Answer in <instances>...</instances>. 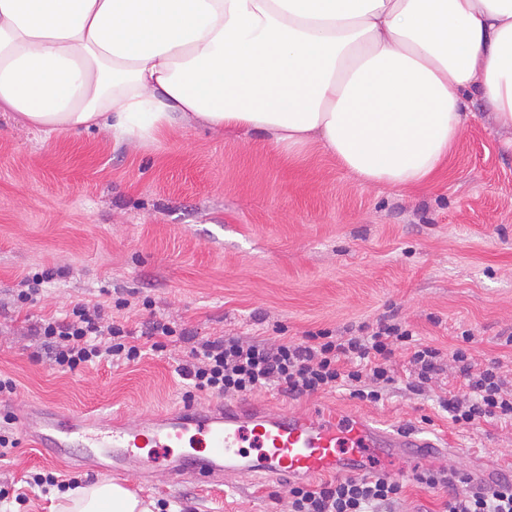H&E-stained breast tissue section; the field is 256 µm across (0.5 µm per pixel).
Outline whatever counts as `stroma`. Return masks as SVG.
<instances>
[{
	"label": "stroma",
	"mask_w": 512,
	"mask_h": 512,
	"mask_svg": "<svg viewBox=\"0 0 512 512\" xmlns=\"http://www.w3.org/2000/svg\"><path fill=\"white\" fill-rule=\"evenodd\" d=\"M461 130L445 170L417 189L364 185L319 145L283 152L259 133L180 125L145 145L107 131L45 136L0 112V375L13 394L0 415L34 402L73 413L114 410L135 420L187 399L179 347L139 364L103 362L70 372L40 355L35 328L72 303L114 304L134 330L153 317L197 337L249 334L300 338L346 334L392 315L440 347L443 368L423 389L398 381L373 404L339 389L292 397L279 388L256 397L319 414L359 413L446 442L441 460L402 458L404 489L395 512H442L445 493L415 476L450 468L474 477L495 463L512 470V423L453 426L439 399L459 380L451 354L472 331L475 361L498 360L512 389V151L482 103ZM43 269L56 277L20 306V279ZM153 307L144 310L143 299ZM0 459V512H54L57 487H28L50 471L88 486L89 471L47 459L26 431ZM159 512H289L288 479L239 471L201 485L157 471L120 475ZM26 493V504L14 496Z\"/></svg>",
	"instance_id": "1"
}]
</instances>
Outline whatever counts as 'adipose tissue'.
<instances>
[{
  "instance_id": "obj_1",
  "label": "adipose tissue",
  "mask_w": 512,
  "mask_h": 512,
  "mask_svg": "<svg viewBox=\"0 0 512 512\" xmlns=\"http://www.w3.org/2000/svg\"><path fill=\"white\" fill-rule=\"evenodd\" d=\"M476 97L512 131V0H0V111L47 134L153 141L193 120L415 188ZM155 507L112 480L57 504Z\"/></svg>"
}]
</instances>
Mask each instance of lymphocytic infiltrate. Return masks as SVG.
Masks as SVG:
<instances>
[{
    "label": "lymphocytic infiltrate",
    "mask_w": 512,
    "mask_h": 512,
    "mask_svg": "<svg viewBox=\"0 0 512 512\" xmlns=\"http://www.w3.org/2000/svg\"><path fill=\"white\" fill-rule=\"evenodd\" d=\"M53 366L77 371L102 361L139 362L147 351L188 343V335L167 321L150 322L136 337L121 322L106 317L103 305L75 304L62 318L37 328ZM471 334L461 336L452 360L462 378V394L440 403L455 425L469 427L489 420H512V391L498 365H480L469 351ZM405 351L413 368L411 389H420L440 370L439 348L416 339L399 321L362 325L360 334L338 336L329 330L306 332L300 341L280 337L216 336L190 345L181 369L195 391L221 397L246 395L278 386L291 396L313 395L341 385L353 397L379 402L395 382L393 362ZM418 483L447 492L444 512H512V476L492 485L473 483L456 471H429ZM403 486L385 475L349 477L318 485L293 483L290 512H392Z\"/></svg>",
    "instance_id": "lymphocytic-infiltrate-1"
}]
</instances>
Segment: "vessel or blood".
<instances>
[{
  "mask_svg": "<svg viewBox=\"0 0 512 512\" xmlns=\"http://www.w3.org/2000/svg\"><path fill=\"white\" fill-rule=\"evenodd\" d=\"M27 430L49 455L67 458L81 449L75 466L94 473L121 475L132 468L150 473L165 464L162 449L183 436L202 444L200 454L180 457L172 473L198 483H222L225 473L246 471L268 478L287 476H362L374 464L389 465L398 456L417 458L448 455V448L413 430L387 427L362 415L318 419L308 414L272 409L244 397L219 406L185 402L169 412L147 414L131 422L112 415L85 414L72 418L42 405ZM252 448H244V441ZM151 446L159 456L142 459Z\"/></svg>",
  "mask_w": 512,
  "mask_h": 512,
  "instance_id": "b4317fda",
  "label": "vessel or blood"
}]
</instances>
